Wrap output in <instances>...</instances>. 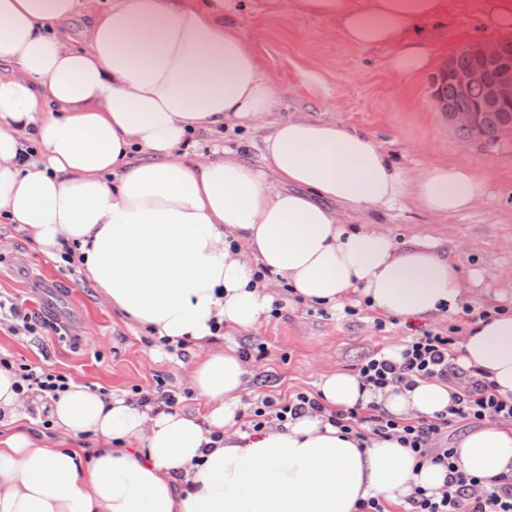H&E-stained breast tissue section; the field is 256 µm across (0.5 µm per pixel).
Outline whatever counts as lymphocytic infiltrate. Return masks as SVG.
Masks as SVG:
<instances>
[{
    "label": "lymphocytic infiltrate",
    "mask_w": 512,
    "mask_h": 512,
    "mask_svg": "<svg viewBox=\"0 0 512 512\" xmlns=\"http://www.w3.org/2000/svg\"><path fill=\"white\" fill-rule=\"evenodd\" d=\"M454 339L428 332L408 342L401 352V362L381 356H370L358 373L366 384L382 389L393 383L414 384L415 380L437 377L461 380L459 392L452 396L447 412L432 419L408 420L387 414L377 404H370L369 415H360L350 408L331 412L329 421L342 431H359L370 423L373 434L397 438L419 457L453 466L455 449L448 443L452 423L466 420L473 424L488 421H512V400L504 399L485 381L464 378L462 370L448 361ZM318 399L309 392H298L280 399L265 397L252 403L249 423L260 429L273 422H285L288 417L307 412H322ZM406 512H512V484H495L462 472L455 473L438 494L416 490L407 500Z\"/></svg>",
    "instance_id": "1"
}]
</instances>
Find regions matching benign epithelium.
Wrapping results in <instances>:
<instances>
[{"instance_id": "7a95c632", "label": "benign epithelium", "mask_w": 512, "mask_h": 512, "mask_svg": "<svg viewBox=\"0 0 512 512\" xmlns=\"http://www.w3.org/2000/svg\"><path fill=\"white\" fill-rule=\"evenodd\" d=\"M461 49L474 58V63L458 68L452 59L445 60L432 81L433 96L439 97L444 82L451 83L460 96L474 87L480 88L481 98L476 105L464 109L443 106L441 111L447 113L451 126L470 130V142L486 145L487 113L512 110V36L464 44Z\"/></svg>"}]
</instances>
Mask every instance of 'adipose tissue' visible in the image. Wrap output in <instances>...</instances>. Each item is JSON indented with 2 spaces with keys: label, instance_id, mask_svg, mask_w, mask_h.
<instances>
[{
  "label": "adipose tissue",
  "instance_id": "adipose-tissue-1",
  "mask_svg": "<svg viewBox=\"0 0 512 512\" xmlns=\"http://www.w3.org/2000/svg\"><path fill=\"white\" fill-rule=\"evenodd\" d=\"M445 0H262L269 15L327 17L356 47L389 46V68L428 70L420 24ZM92 17L73 37L67 21ZM238 0H0V223L72 261L102 301L158 339L197 348L187 379L206 413L138 405L70 382L20 390L0 367V512H358L405 504L449 476L395 439L358 438L325 411L379 404L403 418L444 412L454 382L376 390L322 377V412L260 431L237 424L247 364L215 330L249 331L280 290L338 308L358 296L401 321L472 305L435 241H395L370 213L408 201L445 219L486 196L456 164L407 177L369 134L333 119L278 116L279 94L245 35ZM258 131V158L210 144ZM455 366L512 398V314L468 324ZM48 419L49 441L25 426ZM95 442L84 457L81 437ZM459 470L512 483V424L456 443Z\"/></svg>",
  "mask_w": 512,
  "mask_h": 512
}]
</instances>
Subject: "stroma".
<instances>
[{
	"label": "stroma",
	"mask_w": 512,
	"mask_h": 512,
	"mask_svg": "<svg viewBox=\"0 0 512 512\" xmlns=\"http://www.w3.org/2000/svg\"><path fill=\"white\" fill-rule=\"evenodd\" d=\"M246 38L259 57L264 76L280 93L278 114L333 118L375 137L394 166L413 174L428 165L455 163L486 172L485 198L471 210L437 221L424 210L404 204L373 214L375 223L389 229L396 241L419 235L456 253L465 279L480 275L512 276V138L485 149L468 143L449 125L431 96L432 70L401 78L387 64L390 49L350 45L335 22L319 17L266 15L261 0H245ZM486 0H448L443 16L426 22L432 62L441 64L461 45L493 38L484 15ZM318 72L321 92L300 82L302 70ZM58 279L82 307V324L37 336H16L0 326V357L39 365L68 375L91 388H107L126 399L136 389L163 384L175 391L184 410L204 413L203 403L188 387L184 375L195 348L185 354L165 349L148 332L134 327L103 305L95 288L75 266L53 261L13 224L0 223V300L22 301L31 309L39 303L32 290L39 280ZM467 318L437 319L417 324L384 318L356 305L319 311L292 303L247 332L225 330L216 345L264 347L266 356L249 363L246 388L240 397L239 425H246L252 400L298 391H316L329 370L357 372L369 356L403 347L413 337L449 327L466 328Z\"/></svg>",
	"instance_id": "obj_1"
}]
</instances>
